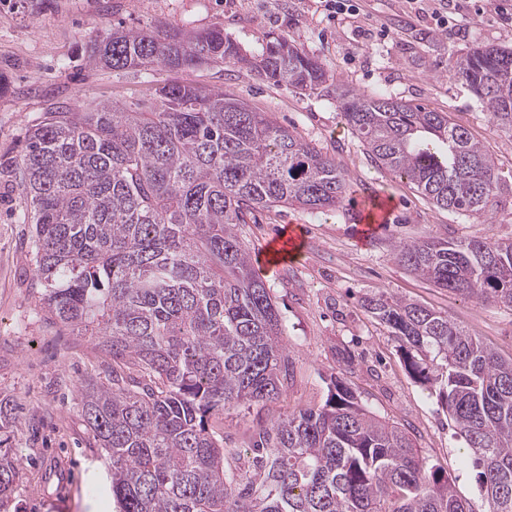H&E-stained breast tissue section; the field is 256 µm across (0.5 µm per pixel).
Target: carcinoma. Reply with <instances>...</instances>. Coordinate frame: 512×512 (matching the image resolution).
Here are the masks:
<instances>
[{
    "label": "carcinoma",
    "mask_w": 512,
    "mask_h": 512,
    "mask_svg": "<svg viewBox=\"0 0 512 512\" xmlns=\"http://www.w3.org/2000/svg\"><path fill=\"white\" fill-rule=\"evenodd\" d=\"M88 58L114 71L230 61L305 93L332 91L378 166L436 207L485 215L512 194L447 113L336 86L282 35L249 58L220 25L118 27ZM454 75L512 131L511 50L472 48ZM15 177L34 224L40 311L112 357V385L86 391L81 409L112 461L116 512H472L340 378L323 406L251 438L254 476L226 475L211 416L272 401L290 379L279 315L235 227L256 209L338 207L346 180L335 160L222 90L169 81L146 103L45 113ZM396 259L440 288L512 307V240L429 238L400 245ZM364 306L400 339L410 370L438 386L480 468L485 512H512V358L422 305L381 294ZM17 474L1 457L0 512Z\"/></svg>",
    "instance_id": "1"
}]
</instances>
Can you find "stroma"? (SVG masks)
<instances>
[{"label": "stroma", "mask_w": 512, "mask_h": 512, "mask_svg": "<svg viewBox=\"0 0 512 512\" xmlns=\"http://www.w3.org/2000/svg\"><path fill=\"white\" fill-rule=\"evenodd\" d=\"M452 29L437 31L434 0H359V12L329 20L318 0H0V451L18 461L11 512H112V464L79 405L107 384L112 359L94 337L50 326L32 288L28 202L12 174L32 124L52 108L145 100L170 80L234 95L294 130L336 160L346 197L336 211L260 209L235 231L251 256L301 225L296 257L266 274L285 329L292 380L278 400L230 409L215 420L239 472L248 442L274 419L320 406L340 377L374 415L407 432L419 454L454 484L472 512H485L465 442L430 385L408 369L401 343L364 306L384 294L448 314L512 358V308L462 297L402 267L399 245L425 238L512 239V203L491 215L434 206L405 179L379 167L328 96L276 85L241 65L170 71H114L90 64L86 47L112 28L186 33L214 25L244 53L258 54L268 33L318 58L334 79L366 94L384 93L448 113L492 154L512 184V133L502 129L453 76L469 49L512 48V25L496 7L512 0H458ZM394 204L391 221L360 238L358 218L376 198Z\"/></svg>", "instance_id": "obj_1"}]
</instances>
